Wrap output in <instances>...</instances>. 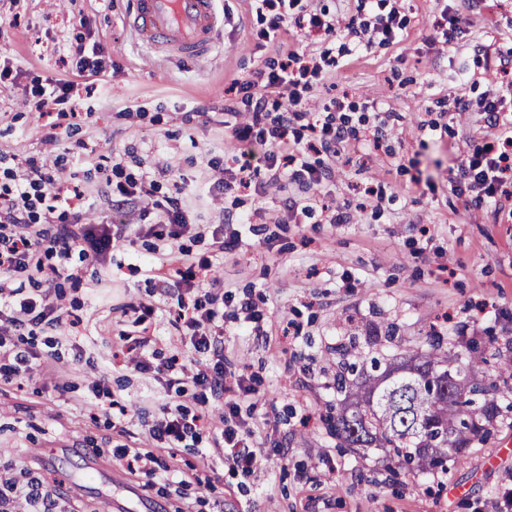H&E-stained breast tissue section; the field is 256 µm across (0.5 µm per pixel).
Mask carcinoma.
<instances>
[{"label":"carcinoma","instance_id":"obj_1","mask_svg":"<svg viewBox=\"0 0 512 512\" xmlns=\"http://www.w3.org/2000/svg\"><path fill=\"white\" fill-rule=\"evenodd\" d=\"M427 350L405 359L407 365L395 373L380 371L374 360L365 375L358 410L345 404L336 408L333 426L336 437L349 448H385L390 471L394 474L447 468L460 462L465 450L491 433L498 413L497 403L489 397L502 388L512 391V359L489 361L477 356L473 341L449 352L443 337H426ZM484 365L487 382L472 377L476 364ZM357 363L341 360L336 371V389L350 398L353 382L349 376ZM453 377L452 395H442L441 382Z\"/></svg>","mask_w":512,"mask_h":512}]
</instances>
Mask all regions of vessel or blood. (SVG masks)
Returning <instances> with one entry per match:
<instances>
[{
    "label": "vessel or blood",
    "mask_w": 512,
    "mask_h": 512,
    "mask_svg": "<svg viewBox=\"0 0 512 512\" xmlns=\"http://www.w3.org/2000/svg\"><path fill=\"white\" fill-rule=\"evenodd\" d=\"M139 39L194 63L215 48V0H135L129 17Z\"/></svg>",
    "instance_id": "1"
}]
</instances>
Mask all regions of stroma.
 <instances>
[{"label":"stroma","instance_id":"35a3bbf8","mask_svg":"<svg viewBox=\"0 0 512 512\" xmlns=\"http://www.w3.org/2000/svg\"><path fill=\"white\" fill-rule=\"evenodd\" d=\"M132 2L0 0V189L33 160L80 195L82 223L125 228L99 256L42 255L35 279L53 278L48 300L63 318L0 338V354L34 355L24 378H0V474L33 472L58 512H490L512 488V393L499 395L488 439L434 473L392 476L382 449L340 447L324 417L342 400L336 370L349 344L390 362L435 329L512 352V196L475 209L450 183L468 141L489 132L482 99L507 92L497 65L512 55V0H391L403 35L367 48L346 26L375 23L368 0H308L339 29L316 44L293 29L260 38L258 0H217L221 33L200 64L143 44L126 24ZM446 14L462 29L450 43L436 26ZM98 46L105 71L80 70ZM289 50L325 56L305 78L302 122L342 116L355 140L323 157V187L271 182L260 165L253 189L213 191L238 151L231 125L248 119L224 110L241 104L234 82ZM64 82L73 91L41 106L35 87ZM130 179L145 194L120 195ZM293 199L311 212H289ZM348 200L350 223H331ZM170 203L186 227L160 240L152 229ZM190 286L261 317L224 319V365L255 389L233 395L231 419L223 400H195L192 355L181 386L154 371L182 352L177 313ZM142 303L155 311L139 352L125 336ZM387 323L397 340L372 339ZM179 406L199 421L172 452L151 433L162 408ZM227 425L259 451L251 475L213 448ZM135 451L153 454L152 473L128 469Z\"/></svg>","mask_w":512,"mask_h":512}]
</instances>
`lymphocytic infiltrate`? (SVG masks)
<instances>
[{
	"mask_svg": "<svg viewBox=\"0 0 512 512\" xmlns=\"http://www.w3.org/2000/svg\"><path fill=\"white\" fill-rule=\"evenodd\" d=\"M265 13L262 21L267 37H281L286 22H294L297 30L314 37H332L336 26L324 14L311 10H300L296 16H289L286 7L297 4L298 0H261ZM297 53H290L288 59L277 62L270 70L259 71L251 78L235 82L234 92L240 95L250 114L247 124L236 126L233 134L241 148L233 157L234 176L218 181L221 189L240 187L251 188V181L245 175L255 163H264L273 178H280L281 172L290 162H299L300 167L292 171V180L306 185L317 186L329 176L322 164L307 161L306 156L315 149L327 152L338 151L346 146L353 135L345 125L328 122L322 125H308L301 130L291 125L292 116L300 115L306 99L299 91L298 80L291 71L294 63L300 62ZM503 99L493 96L486 99L483 110L491 136L472 142L460 159L452 189L464 197L469 206L481 207L496 200L512 186V119L507 118L502 107ZM288 105V113H281V105ZM278 110L279 116L273 124H266L268 110ZM53 177L42 166L29 163L14 192L0 195V333L28 323L40 324L50 321L58 324V317H46L37 309V301L25 296L23 287L7 288L8 280L28 271L39 259L45 248L59 249L67 253L72 246L83 245L94 253H102L112 244V227L104 224L98 227L87 225L77 232H66L55 239H47L40 229V218L32 192L53 184ZM184 320L192 328L191 346L196 354L208 356V363L202 364L193 376L194 385L199 388L198 400L207 403L209 396L223 393H250L251 387L245 375L228 372L224 368V350L214 329L223 321V310L213 308L209 297H196L184 303Z\"/></svg>",
	"mask_w": 512,
	"mask_h": 512,
	"instance_id": "f902f5d3",
	"label": "lymphocytic infiltrate"
}]
</instances>
